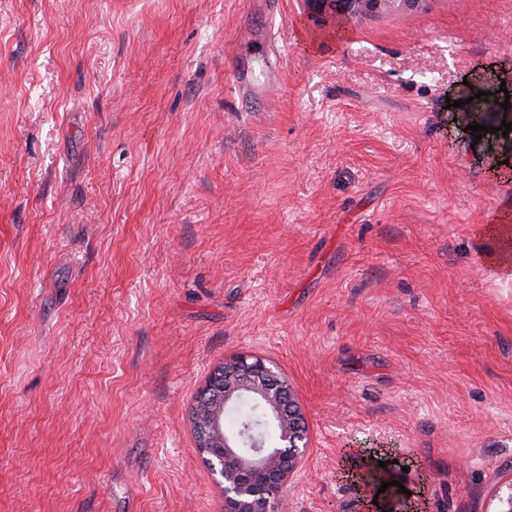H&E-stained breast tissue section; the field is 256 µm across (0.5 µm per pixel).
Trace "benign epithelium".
Returning <instances> with one entry per match:
<instances>
[{
	"label": "benign epithelium",
	"mask_w": 512,
	"mask_h": 512,
	"mask_svg": "<svg viewBox=\"0 0 512 512\" xmlns=\"http://www.w3.org/2000/svg\"><path fill=\"white\" fill-rule=\"evenodd\" d=\"M340 23L356 18L418 10L427 0H304ZM217 373L222 392L205 416L194 421L196 449L224 494V512H281L283 490L308 447L307 427L288 382L277 366L257 355L224 358ZM243 399L258 403L267 426L277 428L271 448L251 424L224 430V409ZM494 512H512V480L494 494Z\"/></svg>",
	"instance_id": "obj_1"
}]
</instances>
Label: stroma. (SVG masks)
<instances>
[{"mask_svg":"<svg viewBox=\"0 0 512 512\" xmlns=\"http://www.w3.org/2000/svg\"><path fill=\"white\" fill-rule=\"evenodd\" d=\"M509 92L512 0H0V512H224L192 408L234 353L305 415L284 512H493ZM428 0H305L320 14L348 23L356 18L418 10Z\"/></svg>","mask_w":512,"mask_h":512,"instance_id":"obj_1","label":"stroma"}]
</instances>
